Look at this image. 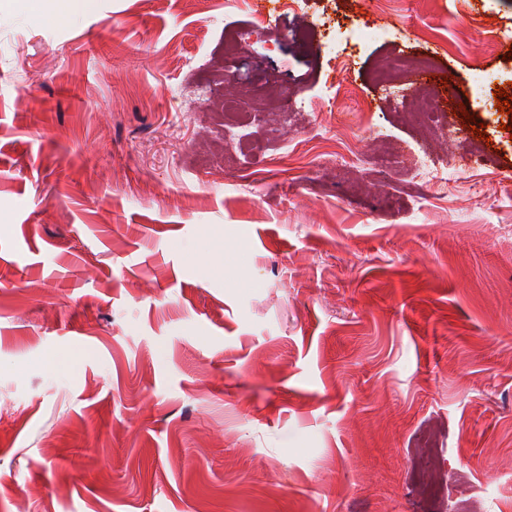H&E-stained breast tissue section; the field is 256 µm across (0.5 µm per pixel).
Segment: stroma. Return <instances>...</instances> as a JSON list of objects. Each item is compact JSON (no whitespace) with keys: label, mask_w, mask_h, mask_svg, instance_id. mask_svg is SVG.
Returning a JSON list of instances; mask_svg holds the SVG:
<instances>
[{"label":"stroma","mask_w":512,"mask_h":512,"mask_svg":"<svg viewBox=\"0 0 512 512\" xmlns=\"http://www.w3.org/2000/svg\"><path fill=\"white\" fill-rule=\"evenodd\" d=\"M357 26L391 34L341 46L378 136L340 123ZM420 27L467 44L446 142L372 79ZM472 59L512 76V0H300L257 33L224 0H0V512H448L425 488L461 469L512 512V133ZM247 85L320 103L284 122ZM476 122L439 198L412 155L466 158ZM345 145L402 157L324 162Z\"/></svg>","instance_id":"stroma-1"}]
</instances>
